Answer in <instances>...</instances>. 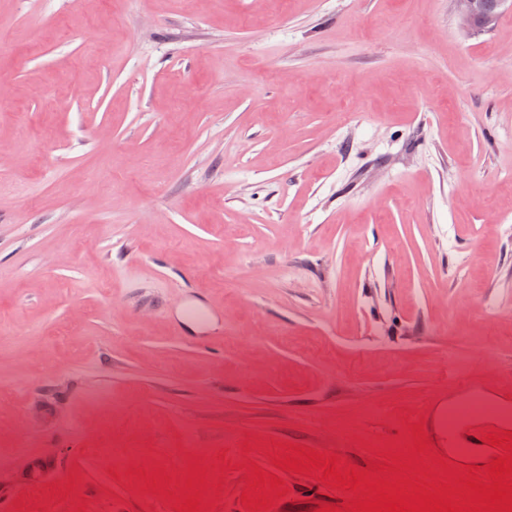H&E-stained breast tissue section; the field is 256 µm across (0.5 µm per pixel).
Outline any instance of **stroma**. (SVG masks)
<instances>
[{"instance_id": "1", "label": "stroma", "mask_w": 512, "mask_h": 512, "mask_svg": "<svg viewBox=\"0 0 512 512\" xmlns=\"http://www.w3.org/2000/svg\"><path fill=\"white\" fill-rule=\"evenodd\" d=\"M452 379L512 391V10L0 0V472L60 459L10 512H150L104 447L314 512L283 446L381 463ZM459 18L468 29L477 25L488 28L496 23L509 0H456Z\"/></svg>"}]
</instances>
